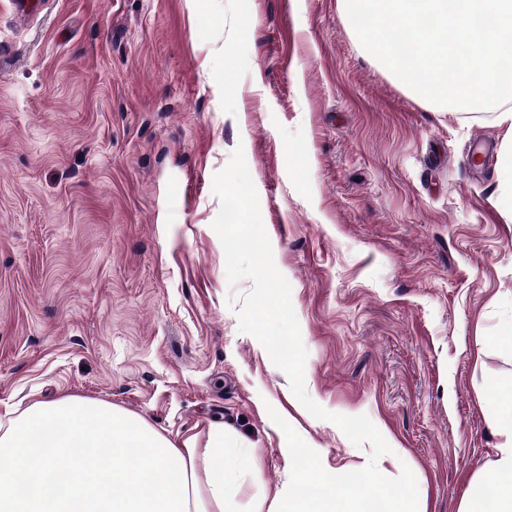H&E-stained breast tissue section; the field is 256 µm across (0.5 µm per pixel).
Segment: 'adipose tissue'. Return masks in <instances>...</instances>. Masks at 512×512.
<instances>
[{"label": "adipose tissue", "instance_id": "ef3b65f1", "mask_svg": "<svg viewBox=\"0 0 512 512\" xmlns=\"http://www.w3.org/2000/svg\"><path fill=\"white\" fill-rule=\"evenodd\" d=\"M503 438L494 493L460 512H512V392L489 410ZM250 462L223 424L172 441L111 404L69 396L0 432V512H224Z\"/></svg>", "mask_w": 512, "mask_h": 512}]
</instances>
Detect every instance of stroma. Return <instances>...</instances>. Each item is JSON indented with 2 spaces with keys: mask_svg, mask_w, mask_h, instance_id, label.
Masks as SVG:
<instances>
[{
  "mask_svg": "<svg viewBox=\"0 0 512 512\" xmlns=\"http://www.w3.org/2000/svg\"><path fill=\"white\" fill-rule=\"evenodd\" d=\"M504 134L401 87L341 0H49L24 26L0 0V422L80 396L175 441L223 424L253 455L238 512L288 480L269 410L328 472L368 464L227 304L252 283L228 282L212 185L240 148L308 395L366 415L425 512H459L512 384Z\"/></svg>",
  "mask_w": 512,
  "mask_h": 512,
  "instance_id": "stroma-1",
  "label": "stroma"
}]
</instances>
